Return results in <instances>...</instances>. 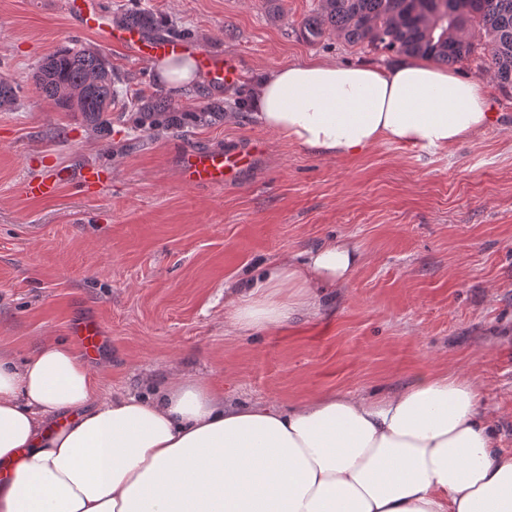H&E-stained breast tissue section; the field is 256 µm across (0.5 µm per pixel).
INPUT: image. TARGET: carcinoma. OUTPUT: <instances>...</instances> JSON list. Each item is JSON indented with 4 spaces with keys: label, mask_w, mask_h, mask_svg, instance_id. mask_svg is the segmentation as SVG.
<instances>
[{
    "label": "carcinoma",
    "mask_w": 512,
    "mask_h": 512,
    "mask_svg": "<svg viewBox=\"0 0 512 512\" xmlns=\"http://www.w3.org/2000/svg\"><path fill=\"white\" fill-rule=\"evenodd\" d=\"M128 25L151 30L158 25L147 10L124 17ZM302 37L314 42L336 36L410 56L453 65L481 49L488 52L499 87L512 89V0H318L301 23ZM35 90L95 126L106 124L118 96L107 59L85 47L65 48L44 60L34 76ZM17 99L15 81L0 75V108ZM139 128L168 129L182 120L179 108L161 96L137 97L131 106Z\"/></svg>",
    "instance_id": "cac0c4a2"
}]
</instances>
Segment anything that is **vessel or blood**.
Masks as SVG:
<instances>
[{"label":"vessel or blood","mask_w":512,"mask_h":512,"mask_svg":"<svg viewBox=\"0 0 512 512\" xmlns=\"http://www.w3.org/2000/svg\"><path fill=\"white\" fill-rule=\"evenodd\" d=\"M65 7L77 31L98 36L107 46L120 47L132 59L150 62L174 52H189L195 55L199 68L212 84L230 87L241 79V71L235 63L192 41L158 39L137 28L114 23L106 0H65ZM263 151L264 146L259 142H247L226 151L182 149L179 153L181 181L190 187L224 185L253 168ZM73 334L86 354L100 350L103 330L99 322H81L74 327Z\"/></svg>","instance_id":"b4317fda"}]
</instances>
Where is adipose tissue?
<instances>
[{
    "mask_svg": "<svg viewBox=\"0 0 512 512\" xmlns=\"http://www.w3.org/2000/svg\"><path fill=\"white\" fill-rule=\"evenodd\" d=\"M165 84L203 82L193 55ZM256 119L306 151L384 143L445 150L492 119L484 86L410 57L381 69L311 60L268 70ZM364 255L331 243L257 268L229 304L238 331L316 312ZM469 374L423 372L374 398L331 393L244 406L194 375L148 395L98 397L71 344L0 358V512H512V453L496 445Z\"/></svg>",
    "mask_w": 512,
    "mask_h": 512,
    "instance_id": "adipose-tissue-1",
    "label": "adipose tissue"
}]
</instances>
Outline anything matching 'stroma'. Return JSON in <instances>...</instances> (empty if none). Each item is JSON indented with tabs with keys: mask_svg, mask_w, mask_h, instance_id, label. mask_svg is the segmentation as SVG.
Returning <instances> with one entry per match:
<instances>
[{
	"mask_svg": "<svg viewBox=\"0 0 512 512\" xmlns=\"http://www.w3.org/2000/svg\"><path fill=\"white\" fill-rule=\"evenodd\" d=\"M114 20L147 9L158 37L178 27L233 59V88L167 90L152 64L75 31L64 0H0V75L20 86L0 110V354L22 359L72 322L103 323L89 366L102 396L148 394L177 372L244 405L288 407L322 393L370 398L418 373L465 371L481 382L499 448L512 452V95L489 56L455 64L483 81L494 121L444 151L383 144L353 158L314 156L264 128L240 96L262 70L302 60L390 67L397 54L330 36L304 40L317 0H107ZM89 47L119 77V101L96 129L38 97L30 77L64 47ZM167 94L195 110L224 103L223 120L145 131L135 95ZM264 155L242 180L189 188L183 148L225 150L249 139ZM100 167L103 182L77 171ZM58 177L32 199L24 180ZM346 243L366 259L322 305L279 326L234 331L225 306L260 265L303 261Z\"/></svg>",
	"mask_w": 512,
	"mask_h": 512,
	"instance_id": "1",
	"label": "stroma"
}]
</instances>
